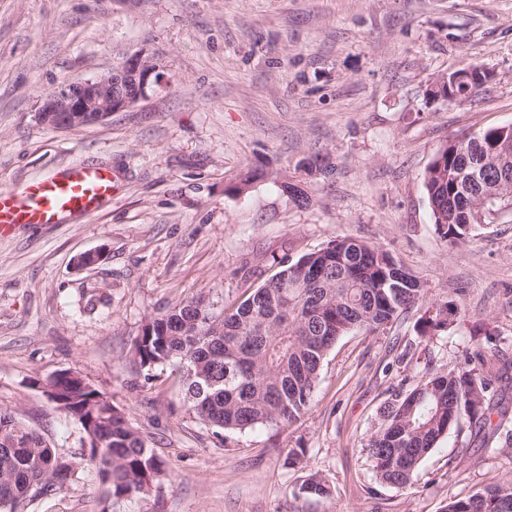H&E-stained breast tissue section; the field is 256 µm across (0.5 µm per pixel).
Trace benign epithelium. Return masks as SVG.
<instances>
[{
	"instance_id": "benign-epithelium-1",
	"label": "benign epithelium",
	"mask_w": 512,
	"mask_h": 512,
	"mask_svg": "<svg viewBox=\"0 0 512 512\" xmlns=\"http://www.w3.org/2000/svg\"><path fill=\"white\" fill-rule=\"evenodd\" d=\"M168 83L166 68L145 46L126 55L107 73L76 78L40 99L38 121L54 129L100 123Z\"/></svg>"
}]
</instances>
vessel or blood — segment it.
Here are the masks:
<instances>
[{
    "mask_svg": "<svg viewBox=\"0 0 512 512\" xmlns=\"http://www.w3.org/2000/svg\"><path fill=\"white\" fill-rule=\"evenodd\" d=\"M115 183L105 168L73 164L62 171L0 191V233L18 224H60L90 216L111 201Z\"/></svg>",
    "mask_w": 512,
    "mask_h": 512,
    "instance_id": "vessel-or-blood-1",
    "label": "vessel or blood"
}]
</instances>
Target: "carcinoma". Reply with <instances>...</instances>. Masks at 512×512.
<instances>
[{"label": "carcinoma", "instance_id": "obj_1", "mask_svg": "<svg viewBox=\"0 0 512 512\" xmlns=\"http://www.w3.org/2000/svg\"><path fill=\"white\" fill-rule=\"evenodd\" d=\"M459 71L435 79V99L464 101L484 85ZM464 145L440 148L424 188L438 232L451 245L479 224L512 213V125L473 132ZM309 174L330 175L335 166L315 157L302 163ZM417 278L381 246L338 237L318 251L280 262V270L240 303L216 309L199 296L153 317L134 343V361L144 379L170 363L182 368L184 400L207 425L242 432L258 425L297 422L310 408L321 365L336 342L359 328L374 332L423 301ZM448 328V302L437 305L421 333ZM512 361L497 340L469 355L464 365L438 371L386 407L384 425L366 448L380 483L412 484L422 460L454 427L485 444L508 420L504 396ZM55 408L81 426L88 447L65 458L38 431L0 409V512H26L42 497L62 491L54 481L59 462L97 470L107 500L146 496L161 462L121 410L78 374L53 376ZM300 490L329 494L325 480L308 475ZM445 512H512V479L451 500Z\"/></svg>", "mask_w": 512, "mask_h": 512}]
</instances>
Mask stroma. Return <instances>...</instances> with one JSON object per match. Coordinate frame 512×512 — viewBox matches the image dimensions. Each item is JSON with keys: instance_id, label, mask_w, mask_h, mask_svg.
Returning a JSON list of instances; mask_svg holds the SVG:
<instances>
[{"instance_id": "obj_1", "label": "stroma", "mask_w": 512, "mask_h": 512, "mask_svg": "<svg viewBox=\"0 0 512 512\" xmlns=\"http://www.w3.org/2000/svg\"><path fill=\"white\" fill-rule=\"evenodd\" d=\"M141 46L163 57L166 88L92 126L38 122L43 95ZM472 62L492 82L461 103L429 97ZM510 124L512 0H0V190L80 162L117 177L94 215L0 237V409L70 458L84 433L41 383L70 370L111 397L164 467L149 496L112 512H444L512 478V448L465 430L400 490L364 450L385 403L463 364L486 333L512 351V215L449 244L423 185L448 141ZM318 153L332 176L298 169ZM247 171L256 179L234 191ZM340 236L380 245L426 295L381 331L341 337L296 424L218 432L185 404L178 369L144 381L131 355L151 316L201 295L231 305ZM95 249L103 262L77 269ZM451 299L463 314L421 335ZM290 448L305 451L294 468ZM312 473L327 496L300 493ZM103 507L87 468L31 512Z\"/></svg>"}]
</instances>
